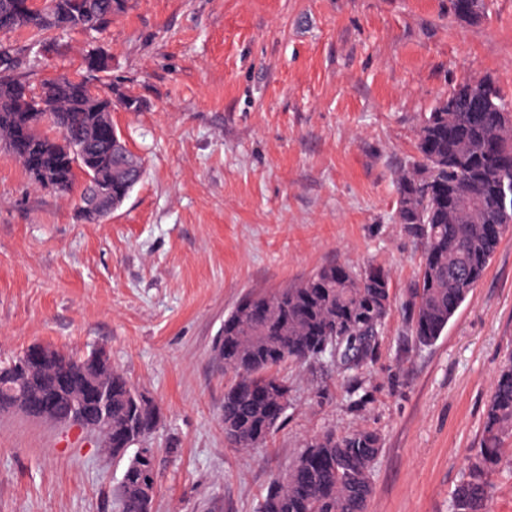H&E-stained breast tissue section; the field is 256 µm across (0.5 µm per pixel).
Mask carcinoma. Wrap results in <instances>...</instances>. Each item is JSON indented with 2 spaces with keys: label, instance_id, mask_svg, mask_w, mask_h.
Here are the masks:
<instances>
[{
  "label": "carcinoma",
  "instance_id": "carcinoma-1",
  "mask_svg": "<svg viewBox=\"0 0 512 512\" xmlns=\"http://www.w3.org/2000/svg\"><path fill=\"white\" fill-rule=\"evenodd\" d=\"M125 0H0V32L30 29L39 35L57 30H100L112 24V14ZM491 0H448L454 19L477 25L485 22ZM31 62L19 49L0 42V143L13 135L39 146L51 185L28 172L40 187L68 195L77 173L85 177L79 199L105 181V163L122 155L133 160L123 143H112V130L102 129L92 141L84 131L107 123L112 99L92 93L87 82L68 75L44 81L40 91L25 94L23 69ZM463 80L448 89L416 129V157L394 174L395 223L416 239L421 262L406 288L403 316L419 343L429 345L443 334L459 307L484 277L503 235H492L488 225L512 229V100L492 75ZM48 122L51 137L40 129ZM336 265L318 268L307 278L268 291L248 292L224 316L219 343L232 344L224 354V372L232 382L224 392V439L241 450L260 448L279 429L266 414L267 403L290 401L291 386L280 375L288 363L331 361L348 365L371 350L382 335L394 304L389 272L368 262L349 269L348 279L336 283ZM54 359L30 373L23 354L0 362V410L14 408L6 384L19 388L32 403L50 398L61 375L78 377L81 366L94 355L73 357L52 350ZM102 384L112 388L107 407L112 430L102 425L98 410L79 421L100 429L103 448L115 461L128 458L119 496L121 512H151L145 502V484L159 481L156 453L145 458L140 448L122 447L142 442L155 425L138 391L120 370L107 361L99 372ZM483 446L468 456L467 477L456 488L453 512H489L493 480L502 445L512 437V354L495 376L485 422ZM380 453V438L370 429L346 435L324 433L307 440L286 470L268 487L260 512H366L373 488L372 465Z\"/></svg>",
  "mask_w": 512,
  "mask_h": 512
}]
</instances>
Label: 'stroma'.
Returning <instances> with one entry per match:
<instances>
[{"mask_svg":"<svg viewBox=\"0 0 512 512\" xmlns=\"http://www.w3.org/2000/svg\"><path fill=\"white\" fill-rule=\"evenodd\" d=\"M6 39L38 54L31 88L64 74L138 99L112 124L144 176L89 223L77 193L0 149V360L105 349L160 407L154 512H257L306 439L359 427L382 442L368 512H451L512 351V232L433 345L396 310L365 364L282 367L290 406L260 449L224 442L213 347L247 290L328 263L380 264L402 295L421 251L394 220V173L452 84L490 74L512 93V0L479 25L448 0H127L49 52L27 29ZM122 473L92 435L0 413V512H120Z\"/></svg>","mask_w":512,"mask_h":512,"instance_id":"35a3bbf8","label":"stroma"}]
</instances>
